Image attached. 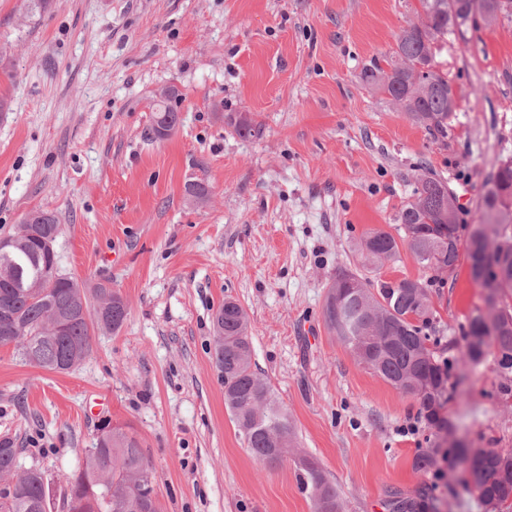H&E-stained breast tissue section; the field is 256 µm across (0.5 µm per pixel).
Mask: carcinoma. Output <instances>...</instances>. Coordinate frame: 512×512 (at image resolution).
Returning a JSON list of instances; mask_svg holds the SVG:
<instances>
[{
	"instance_id": "cac0c4a2",
	"label": "carcinoma",
	"mask_w": 512,
	"mask_h": 512,
	"mask_svg": "<svg viewBox=\"0 0 512 512\" xmlns=\"http://www.w3.org/2000/svg\"><path fill=\"white\" fill-rule=\"evenodd\" d=\"M424 19L410 22L399 34L396 49L375 60L362 81L388 94L403 112L427 131L445 136L456 112L455 93L446 74L437 68L441 42L462 39L478 25L471 0H419ZM492 16L512 21V0H485ZM424 63L430 71L418 82L407 72ZM181 123L169 98L155 104L151 133L168 137ZM228 123L245 138L262 134L248 114L228 116ZM202 202L210 183L197 178L185 185ZM484 219L466 243L473 278L492 291L499 307L492 326L477 308L469 320L466 349L472 365L486 350L494 354L502 378L504 403L512 401V263L497 277L495 261L512 258V160L502 162L483 188ZM398 235L368 233L358 245L362 266L372 271L398 258L406 246L428 278L379 282L359 271L342 270L328 289L324 321L329 332L350 348L374 374L419 403L433 429L432 447L415 459L416 468L438 474L451 461L464 465V486L488 512L512 508V448H471L453 440L454 426L445 414L451 362L439 360L429 346L432 315L430 288L444 283V269L456 266L459 238L456 203L448 184L429 172L416 178L413 200L398 217ZM61 227L43 210L27 213L19 232L7 235L0 251V346L12 345L26 362L53 372H66L89 357L95 331L117 332L128 315V304L111 286L88 289L61 273L55 247ZM214 358L224 380V404L242 430L248 448L264 464L283 461L293 447L295 428L271 385L252 367L248 317L227 299L214 318ZM20 449L10 438L0 439V512H53L55 502L43 473L19 465ZM299 490L316 512H341L336 485L319 464L307 457L295 462ZM152 469L138 440L122 428L98 437L84 463L67 478L62 494L65 512H159ZM435 485L423 484L414 495L392 500V512H439Z\"/></svg>"
}]
</instances>
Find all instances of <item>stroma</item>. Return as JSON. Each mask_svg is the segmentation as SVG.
I'll return each instance as SVG.
<instances>
[{
    "label": "stroma",
    "mask_w": 512,
    "mask_h": 512,
    "mask_svg": "<svg viewBox=\"0 0 512 512\" xmlns=\"http://www.w3.org/2000/svg\"><path fill=\"white\" fill-rule=\"evenodd\" d=\"M419 0H0V57L15 75L0 113V237L53 212L63 273L111 281L129 305L65 373L0 347V438L53 495L102 432L120 425L150 462L162 512H314L294 460L314 458L342 512H389L425 476L433 437L417 401L359 364L323 318L328 283L361 268L374 229L394 232L420 169L447 181L460 237L490 174L512 159V22L480 24L437 53L456 92L447 136L363 83ZM182 121L148 138L158 89ZM246 112L261 136L239 137ZM212 196L190 204L187 181ZM484 290L460 259L432 291L430 334L452 360L447 414L477 448L512 447L493 355L460 364ZM246 311L254 370L294 424L295 446L260 463L224 406L214 316ZM447 471L439 512H485Z\"/></svg>",
    "instance_id": "1"
}]
</instances>
